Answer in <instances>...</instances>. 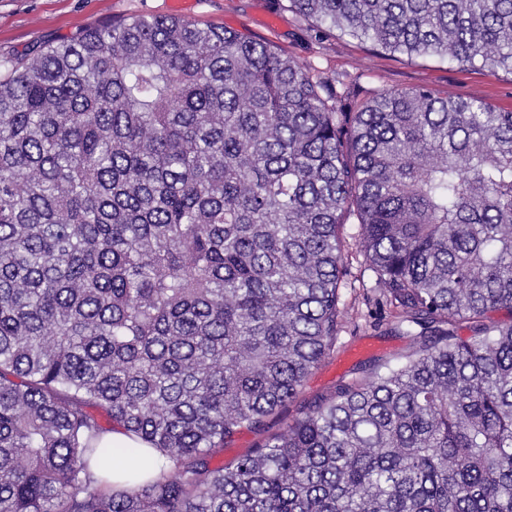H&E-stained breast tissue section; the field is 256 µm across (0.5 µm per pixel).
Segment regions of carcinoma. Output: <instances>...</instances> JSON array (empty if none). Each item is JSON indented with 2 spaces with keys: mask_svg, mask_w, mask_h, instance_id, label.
<instances>
[{
  "mask_svg": "<svg viewBox=\"0 0 512 512\" xmlns=\"http://www.w3.org/2000/svg\"><path fill=\"white\" fill-rule=\"evenodd\" d=\"M286 8L512 74V0ZM339 83L156 16L0 58V512H512V324L484 323L512 311V111L412 88L346 112ZM350 212L432 339L211 466L330 352ZM114 429L169 467L137 478Z\"/></svg>",
  "mask_w": 512,
  "mask_h": 512,
  "instance_id": "cac0c4a2",
  "label": "carcinoma"
}]
</instances>
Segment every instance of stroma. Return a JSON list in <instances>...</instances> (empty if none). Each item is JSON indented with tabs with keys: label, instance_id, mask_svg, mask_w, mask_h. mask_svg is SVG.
I'll use <instances>...</instances> for the list:
<instances>
[{
	"label": "stroma",
	"instance_id": "stroma-1",
	"mask_svg": "<svg viewBox=\"0 0 512 512\" xmlns=\"http://www.w3.org/2000/svg\"><path fill=\"white\" fill-rule=\"evenodd\" d=\"M0 0V57L20 58L49 42L72 36L87 25L134 15L175 17L199 25L215 24L270 42L283 53L342 77L337 92L348 109L386 89L424 87L445 96L479 99L498 110H512V75L479 67L461 69L433 57L407 58L373 50L339 35L315 38L308 22L281 0ZM346 273L341 282L343 323L329 353L307 376L296 402L268 420L265 432L244 429L216 449L213 464L229 465L248 454L263 433L279 431L301 405L364 381L404 362L417 346L416 325L403 321L386 303L376 275L353 239L356 217H348Z\"/></svg>",
	"mask_w": 512,
	"mask_h": 512
}]
</instances>
